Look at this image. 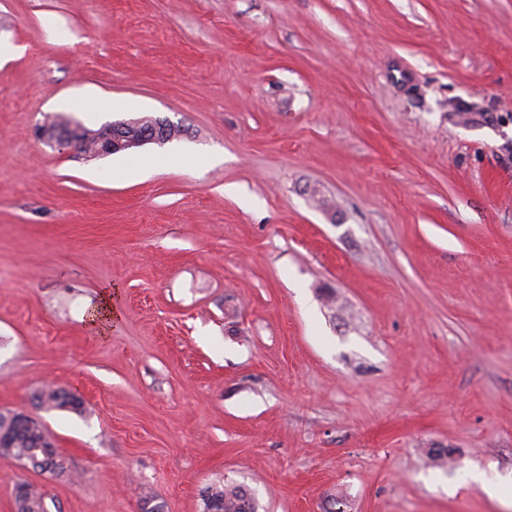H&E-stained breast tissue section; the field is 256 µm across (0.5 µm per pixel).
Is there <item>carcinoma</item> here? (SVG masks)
<instances>
[{"mask_svg":"<svg viewBox=\"0 0 512 512\" xmlns=\"http://www.w3.org/2000/svg\"><path fill=\"white\" fill-rule=\"evenodd\" d=\"M138 131L152 135L159 131L166 133L162 119L152 116L138 118ZM74 137L85 142L87 149L92 150L99 144V139L108 135L109 129L101 127L97 130H87L80 126L72 129ZM32 399L38 405L49 409L81 412L82 404L71 400L66 391L61 389H41L32 394ZM54 443L43 423L35 418L18 419L12 414L0 413V448L11 449V455L32 468L43 473H57L62 470L60 462L44 461L41 464H31L32 457L39 448H52ZM20 486L26 489L27 508L17 512H48L44 495L32 484L23 481ZM204 512H255V502L249 490L240 485L224 487L209 486L203 494Z\"/></svg>","mask_w":512,"mask_h":512,"instance_id":"cac0c4a2","label":"carcinoma"}]
</instances>
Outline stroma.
Returning a JSON list of instances; mask_svg holds the SVG:
<instances>
[{
  "instance_id": "obj_1",
  "label": "stroma",
  "mask_w": 512,
  "mask_h": 512,
  "mask_svg": "<svg viewBox=\"0 0 512 512\" xmlns=\"http://www.w3.org/2000/svg\"><path fill=\"white\" fill-rule=\"evenodd\" d=\"M1 45L0 412L65 471L0 454V512H512L461 479L512 493V0H0ZM133 120H126L118 123H112L111 133L106 139L100 141L101 145L92 154L84 153L87 157L92 159L102 156L113 155L117 152L126 151L132 148L142 147L146 144L156 142V137H152L154 132L158 130L161 134H166L163 127V120L152 116H141ZM138 124V131L142 134H149L148 138L145 136H137L131 129ZM32 399L38 405L48 409L68 410L75 413H81V402L71 400L66 391L61 389H41L32 394ZM204 512H255V502L240 485L209 486L203 494Z\"/></svg>"
}]
</instances>
